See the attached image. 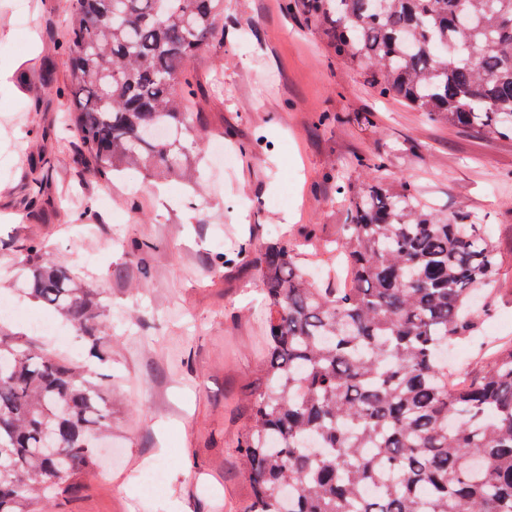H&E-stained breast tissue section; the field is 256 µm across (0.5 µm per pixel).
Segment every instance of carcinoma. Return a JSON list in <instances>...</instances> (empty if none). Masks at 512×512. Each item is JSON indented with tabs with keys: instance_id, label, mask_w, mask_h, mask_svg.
<instances>
[{
	"instance_id": "cac0c4a2",
	"label": "carcinoma",
	"mask_w": 512,
	"mask_h": 512,
	"mask_svg": "<svg viewBox=\"0 0 512 512\" xmlns=\"http://www.w3.org/2000/svg\"><path fill=\"white\" fill-rule=\"evenodd\" d=\"M336 56L384 98L430 119L512 137V0H305ZM71 131L86 172L181 170L200 138L185 69L224 38V0H65ZM156 125L157 144L138 138ZM336 256L317 288L290 243L258 258L269 309L263 385L237 449L244 512H512V345L448 379V346L476 335L500 274L488 225L430 211L406 183L349 184ZM28 294L105 361L94 292L62 259L23 246ZM0 512H41L102 468L112 427L102 385L0 329ZM70 459H39L43 429Z\"/></svg>"
}]
</instances>
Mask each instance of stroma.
<instances>
[{
    "mask_svg": "<svg viewBox=\"0 0 512 512\" xmlns=\"http://www.w3.org/2000/svg\"><path fill=\"white\" fill-rule=\"evenodd\" d=\"M0 0V302L17 315L0 327L35 336L39 348L103 376L112 401V470L89 476L49 512H243L251 484L237 441L261 389L266 307L260 253L290 240L319 285L333 282L330 249L349 201L340 184L380 174L410 182L437 213L482 215L502 261L491 312L478 336L454 345L457 370L474 375L482 353L512 340V139L428 120L376 95L337 59L302 10L284 0H224V38L190 61L191 110L204 134L193 179L128 168L104 179L81 174L63 126L70 64L62 46L63 0ZM49 68L60 93L44 91ZM223 146L229 163L217 161ZM50 171L37 218L29 160ZM36 240L63 259L104 304L109 360L87 358L34 335L30 315L50 311L27 297L19 245ZM151 245L131 259L134 241ZM248 259H238L242 244ZM229 263L215 269L216 253ZM162 469L153 495L145 475Z\"/></svg>",
    "mask_w": 512,
    "mask_h": 512,
    "instance_id": "35a3bbf8",
    "label": "stroma"
}]
</instances>
